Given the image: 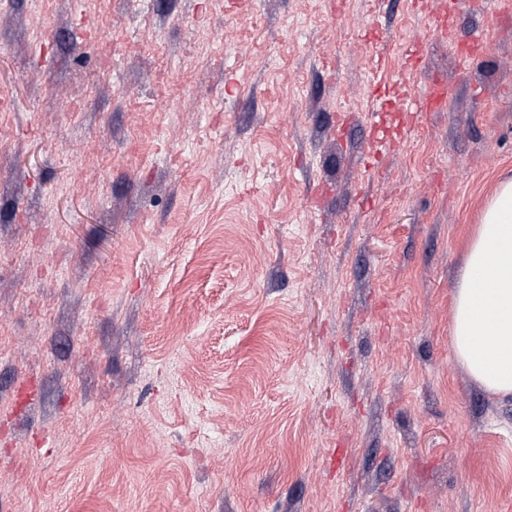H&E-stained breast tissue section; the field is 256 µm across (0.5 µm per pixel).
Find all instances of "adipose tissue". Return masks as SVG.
<instances>
[{
    "label": "adipose tissue",
    "instance_id": "adipose-tissue-1",
    "mask_svg": "<svg viewBox=\"0 0 512 512\" xmlns=\"http://www.w3.org/2000/svg\"><path fill=\"white\" fill-rule=\"evenodd\" d=\"M451 335L472 379L488 392L512 394V179L488 196L467 243Z\"/></svg>",
    "mask_w": 512,
    "mask_h": 512
}]
</instances>
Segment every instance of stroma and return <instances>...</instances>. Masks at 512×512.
I'll list each match as a JSON object with an SVG mask.
<instances>
[{"label":"stroma","mask_w":512,"mask_h":512,"mask_svg":"<svg viewBox=\"0 0 512 512\" xmlns=\"http://www.w3.org/2000/svg\"><path fill=\"white\" fill-rule=\"evenodd\" d=\"M483 2L0 0V512H512L450 331L512 178ZM378 69L389 127L449 93L376 162ZM447 85L443 82L436 81L423 90L416 93L403 108L413 112H438L444 109L447 103Z\"/></svg>","instance_id":"35a3bbf8"}]
</instances>
